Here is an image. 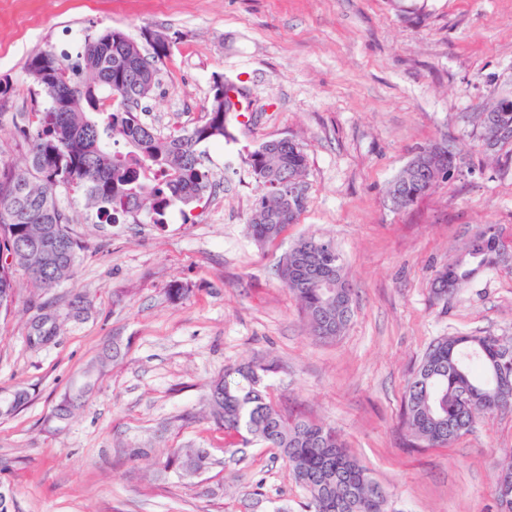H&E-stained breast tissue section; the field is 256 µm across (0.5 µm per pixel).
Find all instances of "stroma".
<instances>
[{"mask_svg": "<svg viewBox=\"0 0 512 512\" xmlns=\"http://www.w3.org/2000/svg\"><path fill=\"white\" fill-rule=\"evenodd\" d=\"M104 28L143 46L155 30L172 38L142 103L159 136L203 123L222 77L247 86L251 110L232 138L202 145L213 186L191 212L171 207L164 227L98 223L81 190L62 192L83 244L74 274L48 291L17 274L0 317V490L12 512H308L279 449L242 446L209 417L210 382L250 360L274 364L266 391L285 418L336 428L386 512H497L512 410L450 446L411 448L404 396L437 338L512 340L511 259L448 297L431 291L481 226L512 247V142L484 153L473 121L512 95V0H0V160L23 166L17 126L48 105L29 58L77 51ZM273 139L303 147L307 203L259 245L245 230L262 193L247 156ZM435 143L462 155V173L392 209L389 184ZM312 234L334 241L354 289L333 338L312 335L277 275ZM47 315L56 336L30 345ZM81 388L70 418L53 419ZM176 448L208 449L211 463L179 477L164 467Z\"/></svg>", "mask_w": 512, "mask_h": 512, "instance_id": "1", "label": "stroma"}]
</instances>
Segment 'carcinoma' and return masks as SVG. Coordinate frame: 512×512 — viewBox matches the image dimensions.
I'll use <instances>...</instances> for the list:
<instances>
[{
  "label": "carcinoma",
  "mask_w": 512,
  "mask_h": 512,
  "mask_svg": "<svg viewBox=\"0 0 512 512\" xmlns=\"http://www.w3.org/2000/svg\"><path fill=\"white\" fill-rule=\"evenodd\" d=\"M154 58L121 31L103 29L84 36L72 54L52 46L35 52L27 71L49 106L31 114L18 126V138L31 143L24 167L0 160V316L14 303L17 270L35 287L49 290L70 277L81 249L70 232L73 219L61 204L58 189H84L87 205L101 223L132 220L139 224H165L169 208L191 207L211 186L210 174L199 162L197 146L229 136V126L240 113L226 95L235 81L214 82L207 100L205 121L190 131L176 130L164 138L138 114L142 101L158 85L155 59L170 53V46L153 42ZM111 97L105 105L102 95ZM478 127L512 125V99L504 97L475 113ZM461 161L455 153L436 157L434 165L404 168L389 192L412 206L436 185L438 166ZM255 179L264 193L255 200L247 233L258 244L277 239L296 223L306 201L288 212L280 208L282 193L292 179L304 180L306 156L293 140H270L248 156ZM48 245L57 260L37 271L23 254ZM498 234L487 226L466 243L463 252L434 280L433 293L448 296V278L462 283L480 262L492 265ZM336 249L332 241L309 236L295 242L278 268L281 283L302 304L314 335H340L352 310L342 306L353 300V288L344 265L330 264ZM12 262H7V258ZM338 272L336 288L315 287L312 274ZM270 367L258 362L228 368L209 388L208 406L214 423L234 432L242 443L278 448L295 480L307 492L309 512H385V498L375 495L378 484L345 449L332 428L298 418L284 419L262 390ZM512 375V345L498 336L459 335L441 338L428 348L407 382L405 424L416 447H446L469 432L483 414L512 401V389L493 388L489 374ZM205 448L170 453L165 467L186 476L208 468ZM511 491L512 458L499 468L497 501Z\"/></svg>",
  "instance_id": "cac0c4a2"
}]
</instances>
